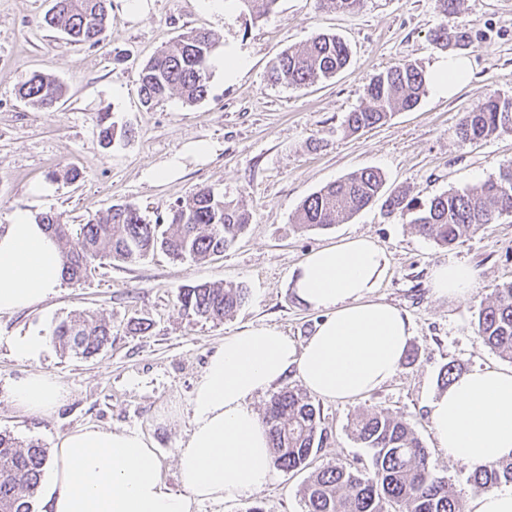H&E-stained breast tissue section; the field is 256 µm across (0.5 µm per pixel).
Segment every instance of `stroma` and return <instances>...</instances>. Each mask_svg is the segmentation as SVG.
Wrapping results in <instances>:
<instances>
[{"mask_svg": "<svg viewBox=\"0 0 512 512\" xmlns=\"http://www.w3.org/2000/svg\"><path fill=\"white\" fill-rule=\"evenodd\" d=\"M150 2L139 16L127 0H112L110 36L89 47L42 25L50 0H0V225L18 208L35 215L52 211L78 225L123 203L152 220L207 185L243 203L249 228L219 259L179 262L158 250L134 262L115 261L97 266L84 282L63 284L40 306L0 316V432L52 449L85 425L135 430L153 442L168 487L181 491L177 450L191 429L190 399L209 357L244 325L275 326L305 343L322 314L298 302L292 269L318 248L361 235L387 250L389 271L376 295L405 311L415 334L401 371L382 387L344 402L315 398L323 442L310 470L344 464L368 472L370 453L354 439L349 422L357 413L384 409L413 425L434 473L469 500L476 493L471 468L439 448L428 404L442 391L445 365L466 373L512 364L492 352L475 327L494 288L512 280V214L450 248L386 215L377 202L328 229L300 232L293 223L306 197L361 169L381 171L386 190L404 189L423 200L478 186L512 167V132L478 142L456 134L463 114L490 95L512 97V0H464L452 20L470 36L460 49L433 40L442 22L435 0H364L354 13L326 12L315 0H278L261 20L242 12L236 0ZM199 28L217 41L208 96L189 105L175 95L145 110L138 94L141 65L178 35ZM319 33L348 45L349 65L328 81L298 88L271 84L272 60ZM231 50L246 65L228 80L218 61ZM459 54L470 57L473 74L456 93L427 87L413 110L346 132V116L365 105L364 87L373 74L411 62L429 77L438 62ZM36 71L63 83L62 103L41 109L19 98L20 83ZM105 114L118 129L108 145L99 137ZM198 140L220 149L207 162L187 161L173 181L147 179L149 167ZM72 167L82 173L74 183L66 177ZM43 185L49 194H37ZM449 261L468 263L477 274L466 300L435 297L429 286L432 268ZM201 283L243 284L248 300L224 322L196 319L180 308L177 295L182 286ZM75 310L110 323L111 341L99 353L75 356L51 343L34 359L13 353L12 337L49 336ZM140 319L141 330L135 327ZM34 373L67 391L49 413L22 412L8 396L12 382ZM310 470H277L263 490L204 501L195 512H303Z\"/></svg>", "mask_w": 512, "mask_h": 512, "instance_id": "35a3bbf8", "label": "stroma"}]
</instances>
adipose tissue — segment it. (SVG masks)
Returning <instances> with one entry per match:
<instances>
[{"label":"adipose tissue","mask_w":512,"mask_h":512,"mask_svg":"<svg viewBox=\"0 0 512 512\" xmlns=\"http://www.w3.org/2000/svg\"><path fill=\"white\" fill-rule=\"evenodd\" d=\"M389 259L374 240L356 236L313 251L291 272L299 302L324 317L303 345L273 326H247L225 337L196 381L191 431L178 450L183 492L165 483L152 444L136 431L77 428L51 461L48 512H193L206 500H233L263 489L275 476L265 426L252 399L296 372L327 400H349L389 382L414 334L410 317L376 298ZM62 283L58 243L26 209L0 226V316L33 308ZM474 269L463 262L434 267L439 297L467 299ZM17 408L49 412L65 388L32 374L8 388ZM438 445L471 466L512 457V369L484 367L456 378L428 405Z\"/></svg>","instance_id":"1"}]
</instances>
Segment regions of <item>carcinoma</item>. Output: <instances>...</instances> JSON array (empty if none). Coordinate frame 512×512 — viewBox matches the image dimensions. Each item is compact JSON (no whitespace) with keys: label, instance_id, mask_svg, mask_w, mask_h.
<instances>
[{"label":"carcinoma","instance_id":"1","mask_svg":"<svg viewBox=\"0 0 512 512\" xmlns=\"http://www.w3.org/2000/svg\"><path fill=\"white\" fill-rule=\"evenodd\" d=\"M254 19L266 17L277 0H235ZM322 10L355 11L364 0H317ZM463 0H436L439 14L454 18ZM112 0H53L42 23L63 32L70 42L94 47L106 39L108 7ZM466 40L465 32H448L442 23L434 40ZM215 39L208 32H188L158 50L138 73L141 103L147 108L177 94L195 104L209 93L210 61ZM350 61L347 44L335 35L317 34L302 48L283 51L271 64L270 79L302 86L330 79ZM425 76L412 63H401L373 75L365 87L367 105L348 114L346 128L355 133L384 123L392 114L415 108L425 92ZM65 95L53 76L32 73L18 88L22 100L50 108ZM512 132V98L492 95L465 113L457 126L464 140L486 139ZM381 172L362 169L307 197L299 207L298 230L329 228L348 220L371 203L382 200L387 213L397 214L420 234L451 247L482 225L512 214V168L500 171L472 188L450 189L425 201L404 190L384 191ZM46 225L59 243L64 280L79 283L95 261L133 262L161 250L175 260L206 261L223 255L250 224L249 212L238 201L226 200L209 186L171 205L151 222L131 203L116 204L80 225L77 238L56 213H44ZM248 299L242 285L183 286L181 308L206 321H222ZM477 333L500 357L512 362V281L497 286L493 299L477 316ZM108 323L94 315L75 313L52 328L51 338L62 350L89 357L111 339ZM267 428L273 464L288 471L310 465L322 444L320 408L307 394L284 389L266 403ZM352 432L371 450L370 472L362 474L336 464L311 472L303 489L304 512H466L452 484L434 474L428 452L412 425L385 410L362 412L353 419ZM49 461L42 444H20L0 433V512H35L34 502ZM470 480L479 490L512 483V459L475 467Z\"/></svg>","mask_w":512,"mask_h":512}]
</instances>
